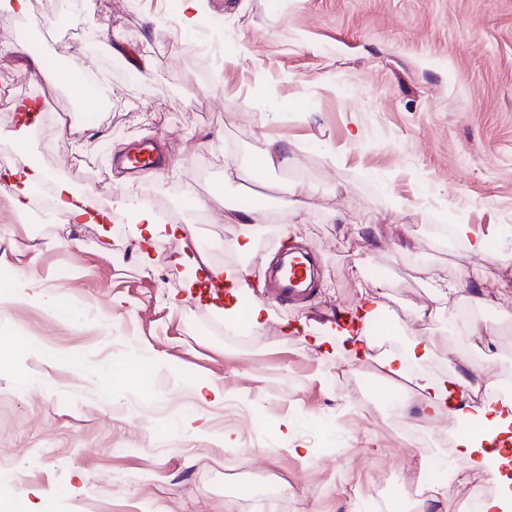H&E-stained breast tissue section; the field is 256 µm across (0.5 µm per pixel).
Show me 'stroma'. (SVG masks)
<instances>
[{"label": "stroma", "mask_w": 512, "mask_h": 512, "mask_svg": "<svg viewBox=\"0 0 512 512\" xmlns=\"http://www.w3.org/2000/svg\"><path fill=\"white\" fill-rule=\"evenodd\" d=\"M65 3L0 11L30 42L0 65V85L46 99L31 125L0 112V160L90 195L111 221L54 209L30 224L0 188V467L17 475L6 498L23 512H455L464 490L441 424L414 448L389 423L414 420L413 380L310 339L333 336L368 294L403 326L387 347L429 342L422 372L444 375L452 348L486 382L512 372V0H203L201 19L224 35L219 61L200 28L182 29L178 0H81L98 35L121 37L95 52L52 30ZM95 83L111 111L80 110L76 90ZM265 136L288 165L225 183V163L256 165ZM147 142L161 167L118 165ZM292 183L312 188L307 211L283 192ZM256 205L291 233L263 225L245 257L226 246L227 215ZM139 206L190 233L139 243ZM436 224L470 225L489 255L448 248ZM294 246L316 258V289L267 303L262 327L229 325L197 284L200 250L247 267L243 302H267L269 260ZM434 267L469 276L420 321ZM475 290L490 309L469 304ZM141 368L156 377L143 389L128 382ZM201 386L223 401L200 400ZM412 468L448 478L447 498L419 509ZM349 486L363 499H344Z\"/></svg>", "instance_id": "1"}]
</instances>
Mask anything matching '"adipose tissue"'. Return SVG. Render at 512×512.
Returning <instances> with one entry per match:
<instances>
[{
  "label": "adipose tissue",
  "mask_w": 512,
  "mask_h": 512,
  "mask_svg": "<svg viewBox=\"0 0 512 512\" xmlns=\"http://www.w3.org/2000/svg\"><path fill=\"white\" fill-rule=\"evenodd\" d=\"M263 223L278 224L281 235L290 233L289 226L279 224L275 213L258 207L236 216L229 247L242 255L251 254ZM480 372L473 364L453 370L444 379L419 377V406L425 415H448L458 420L459 467L497 473L512 468V455L506 451L512 444V401L499 402L490 396L473 403V396L481 389Z\"/></svg>",
  "instance_id": "adipose-tissue-1"
}]
</instances>
